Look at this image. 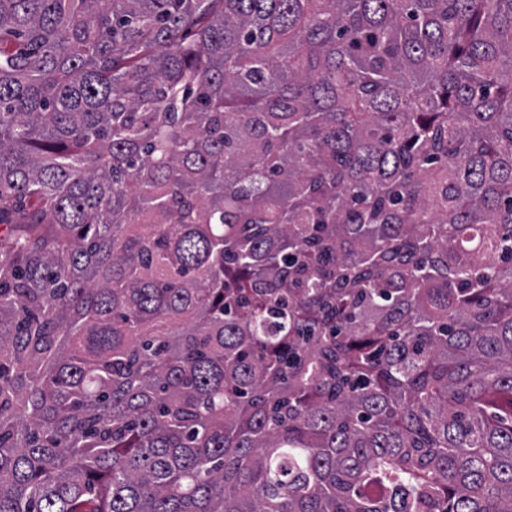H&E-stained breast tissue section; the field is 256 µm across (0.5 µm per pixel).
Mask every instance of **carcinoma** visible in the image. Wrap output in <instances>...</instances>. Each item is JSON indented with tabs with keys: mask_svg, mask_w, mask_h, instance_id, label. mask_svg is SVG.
<instances>
[{
	"mask_svg": "<svg viewBox=\"0 0 512 512\" xmlns=\"http://www.w3.org/2000/svg\"><path fill=\"white\" fill-rule=\"evenodd\" d=\"M0 512H512V0H0Z\"/></svg>",
	"mask_w": 512,
	"mask_h": 512,
	"instance_id": "cac0c4a2",
	"label": "carcinoma"
}]
</instances>
